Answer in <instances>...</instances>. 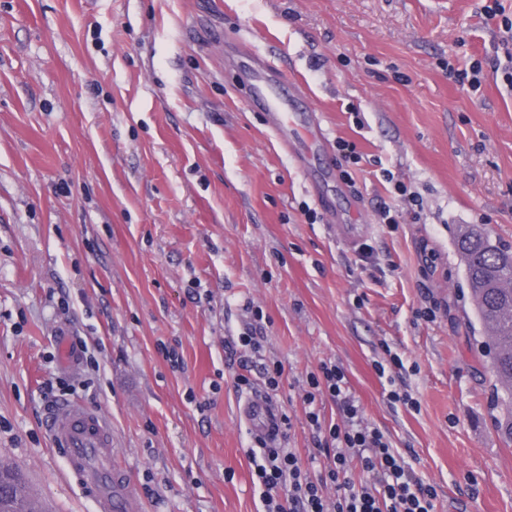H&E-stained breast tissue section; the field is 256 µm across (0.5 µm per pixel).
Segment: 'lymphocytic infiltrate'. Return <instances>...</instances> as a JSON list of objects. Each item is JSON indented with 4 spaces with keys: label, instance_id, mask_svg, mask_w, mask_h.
<instances>
[{
    "label": "lymphocytic infiltrate",
    "instance_id": "1",
    "mask_svg": "<svg viewBox=\"0 0 512 512\" xmlns=\"http://www.w3.org/2000/svg\"><path fill=\"white\" fill-rule=\"evenodd\" d=\"M238 344L243 355L235 388L252 389L258 376L267 395L276 396L283 384L282 363L263 361L262 339L253 328L239 334ZM325 396L336 402L340 422H322L318 402ZM303 402L314 443L308 456L262 441L246 451L265 512H434L436 487L419 478L384 432L364 419L340 366L324 363L310 374ZM313 461L320 464L315 475L308 468ZM354 465L364 480L348 479Z\"/></svg>",
    "mask_w": 512,
    "mask_h": 512
}]
</instances>
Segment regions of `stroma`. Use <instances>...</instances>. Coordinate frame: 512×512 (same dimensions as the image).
Instances as JSON below:
<instances>
[{
	"mask_svg": "<svg viewBox=\"0 0 512 512\" xmlns=\"http://www.w3.org/2000/svg\"><path fill=\"white\" fill-rule=\"evenodd\" d=\"M484 3L0 0V464L45 512H91L45 432L68 398L111 417L144 512H263L224 350L253 307L284 366L290 447L313 445L302 387L332 361L436 486L435 512H512V443L456 246L478 224L512 251V86L495 66L512 40ZM240 44L325 130L317 186L246 103ZM475 60L473 92L449 71ZM388 172L419 216L377 223L398 203ZM334 215L361 225L358 246ZM64 330L96 366L61 367ZM390 351L393 384L374 367ZM394 386L418 409L390 404Z\"/></svg>",
	"mask_w": 512,
	"mask_h": 512,
	"instance_id": "obj_1",
	"label": "stroma"
}]
</instances>
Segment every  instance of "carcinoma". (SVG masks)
Segmentation results:
<instances>
[{
  "label": "carcinoma",
  "mask_w": 512,
  "mask_h": 512,
  "mask_svg": "<svg viewBox=\"0 0 512 512\" xmlns=\"http://www.w3.org/2000/svg\"><path fill=\"white\" fill-rule=\"evenodd\" d=\"M457 248L472 301L487 338L492 371L512 400V252L494 244L480 227L462 225ZM0 512H42L18 470L0 465Z\"/></svg>",
  "instance_id": "cac0c4a2"
}]
</instances>
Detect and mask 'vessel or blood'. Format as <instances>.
Masks as SVG:
<instances>
[{
	"label": "vessel or blood",
	"mask_w": 512,
	"mask_h": 512,
	"mask_svg": "<svg viewBox=\"0 0 512 512\" xmlns=\"http://www.w3.org/2000/svg\"><path fill=\"white\" fill-rule=\"evenodd\" d=\"M287 78L277 84H254L253 101L267 116L270 128L301 169H308L312 150L324 140L320 127L303 126L296 113L289 111L277 86L287 85ZM240 414L253 434L268 435L279 422L272 402L264 393L246 397ZM47 432L54 447L64 449L69 472L96 512H141L136 488L124 469L112 465V425L101 413L73 401L58 405L47 422Z\"/></svg>",
	"instance_id": "1"
}]
</instances>
